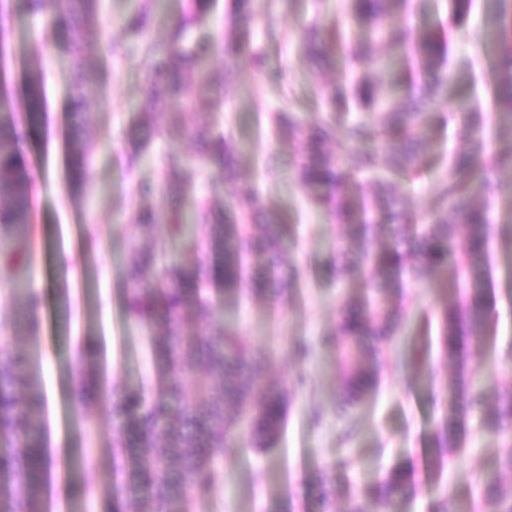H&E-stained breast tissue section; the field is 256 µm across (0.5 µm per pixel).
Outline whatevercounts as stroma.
Wrapping results in <instances>:
<instances>
[{"label": "stroma", "instance_id": "1", "mask_svg": "<svg viewBox=\"0 0 512 512\" xmlns=\"http://www.w3.org/2000/svg\"><path fill=\"white\" fill-rule=\"evenodd\" d=\"M142 2L99 4L104 31L132 51L144 41L162 42L169 22L184 6V0H155L153 24L139 42L128 37L124 22ZM342 4L343 0H327L323 6L316 0H276L270 9H258L252 23L254 47L306 101L302 117L309 121L317 115L323 83L341 80L345 62L339 59L325 64L322 72L311 73L298 35L320 18L351 25L353 18L342 11ZM490 16V7L473 8L452 46L456 97L476 96L485 112L495 106L483 85L472 84L471 79L485 73L486 56L467 32L483 26ZM0 28L10 35L11 99L24 100L31 78L45 77L44 122L20 151L22 166L34 176V231L30 240L13 246L28 264L26 279L39 298L38 328L34 334L14 337L10 346L38 366L43 394L55 396L52 416L66 459L46 494L48 512H139L137 502L116 501L110 486L115 465L112 396L139 391L150 395L158 385L150 337L128 315V284L120 270L134 248L166 236L165 225L147 235L129 221L140 200L136 186L155 176L149 161L135 172L126 169L127 137L138 110L146 105V77L123 57L98 61V82L87 90L93 114L90 136L97 144L91 182L72 186L66 151L68 82L60 73L67 32L25 12L21 0H10L0 12ZM223 94L217 128L232 134L243 148V182L290 224L288 260L299 275L275 302L250 296L227 301L219 294L213 300L224 325L244 336L252 349L269 354V379L287 383L302 369L307 383L294 392L277 447L261 453L244 444L222 455L217 462L221 479L206 493L191 496L189 512H314L318 484L331 475L330 465L339 456L347 457L350 465L335 476L342 488L336 497L338 512H343L348 493L366 492L408 459L416 465V489L397 500L395 512H435L444 503L453 512H479L478 486L496 472L501 438L485 426L481 413H474L462 449L442 468L431 440L443 406L427 378L449 373L439 351L437 313L452 300V291L440 281L406 284L407 319L393 348L383 356L377 388L345 417H337L336 353L317 341L334 329L342 300L360 294L361 286L336 283L325 271L339 227L309 205L295 178L292 142L269 130L267 115L281 105L277 85L269 74L246 69L225 82ZM437 110L444 122L428 136V168L420 180L401 183L406 206L418 216L432 206L460 122L454 100L441 102ZM90 237L98 241L96 250L85 248ZM491 253L492 333L475 348L471 372L492 391L512 386V254L498 242ZM85 340L98 348L103 382L100 398L88 405L75 402L69 390L78 373L73 349ZM300 340L317 346L303 363L294 352ZM348 425L353 435L345 440L341 434Z\"/></svg>", "mask_w": 512, "mask_h": 512}]
</instances>
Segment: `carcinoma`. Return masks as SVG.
<instances>
[{"label":"carcinoma","instance_id":"obj_1","mask_svg":"<svg viewBox=\"0 0 512 512\" xmlns=\"http://www.w3.org/2000/svg\"><path fill=\"white\" fill-rule=\"evenodd\" d=\"M35 16L56 19L65 12L70 31L66 76L69 82L70 133L67 142L70 178L87 183L93 144L87 136L91 113L84 88L95 81L96 63L119 47L103 36L97 23L98 0H23ZM422 0H346L348 10L365 27L356 34L331 32L313 24L300 35V47L313 63L344 50L348 63L359 58L379 74L396 67L420 78L403 97H384L368 77L352 73L349 93L336 87L321 89V111L314 123L300 118L290 101L274 114L275 130L286 133L296 146L295 171L313 205L341 228L330 252L327 271L338 283L362 281V297L343 300L336 331L321 342L336 350L338 400L347 410L373 389L382 369V353L398 334L403 306L391 304V295L403 288V279L430 282L448 274L455 259L456 298L438 315L441 355L452 372L439 382L446 410L434 432L440 459L456 453L463 443L470 413L484 405L487 390L472 377V347L489 332L486 313L491 242L503 237L512 247V222H498L497 187L492 175L512 170V148L491 151L489 117L474 112L464 100L458 109L464 121L441 175L428 229L415 226L406 211L398 183L418 176L424 159V136L434 122V108L448 100L453 85L450 43L430 26L411 18ZM213 0H185L182 16L169 26L162 47L145 45L133 55L146 72L145 98L150 111L141 113L145 132L131 147L127 170L139 168L155 141L166 144L156 157L154 188L169 199V213L140 205L129 221L144 229L163 221L171 225L168 247L195 254V263H159V247L137 249L127 259L123 275L130 285L132 318L152 336L155 364L166 383L164 393L148 399L125 394L112 403L121 457L122 480L112 486L115 498L140 499L143 512H185L189 490L205 491L220 477L216 458L246 442L265 450L275 446L291 402V390L264 376L263 360L253 354L238 334L216 317L207 298L214 289L224 299L243 294L281 298L290 280L286 276L283 241L289 225L267 210L260 196L238 185L240 150L230 135L215 130V114L224 111V98L209 101L208 119L188 127L177 116L196 110L216 82L247 66L262 72L266 60L253 49L251 25L257 4L233 0L218 38L201 29ZM446 6L448 22L461 24L474 0H433L435 10ZM149 13L143 8L126 21L130 35L144 37ZM471 41L492 48L485 89L494 103L512 108V0H495L494 28L475 29ZM7 35L0 30V240L27 239L32 232V178L19 163L20 144L40 125L44 112L42 79L30 83L21 105L6 92ZM351 101L355 119L340 125L334 109ZM166 113L165 126L154 116ZM350 147L348 166L330 149L338 133ZM189 141L193 152L180 149ZM199 167L215 168L224 184L235 187L230 201L217 205L210 197H196L193 174ZM379 177L362 191L358 177ZM34 294H27L6 331H32ZM100 390L83 381L74 390L79 403L98 399ZM487 423L504 439L499 467L512 474V387L494 397ZM44 401L37 369L18 355L0 350V435L9 445L0 449V512H45L42 499V439ZM414 486V467L402 463L388 471L369 496L355 495L349 512H373L406 494ZM335 491L328 480L319 483V512H335ZM485 512H512V489L496 479L480 486Z\"/></svg>","mask_w":512,"mask_h":512}]
</instances>
